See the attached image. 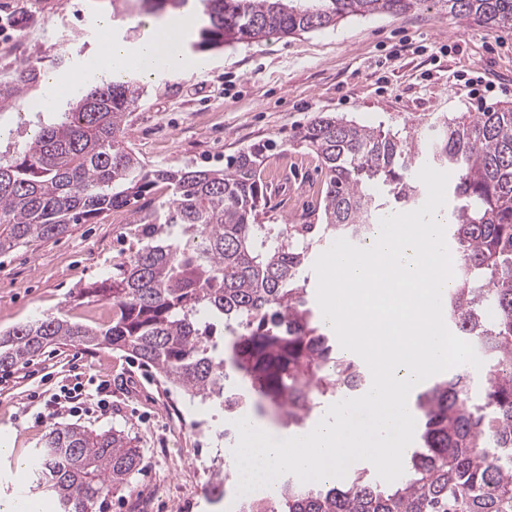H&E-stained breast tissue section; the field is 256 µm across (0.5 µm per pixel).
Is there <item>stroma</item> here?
I'll return each instance as SVG.
<instances>
[{
    "label": "stroma",
    "mask_w": 512,
    "mask_h": 512,
    "mask_svg": "<svg viewBox=\"0 0 512 512\" xmlns=\"http://www.w3.org/2000/svg\"><path fill=\"white\" fill-rule=\"evenodd\" d=\"M16 20L0 36V80L21 78L27 67L68 75L99 54V17L129 48L162 23L139 0H0V16ZM190 74L165 71L142 79L131 115L128 144L149 168H223L240 150L273 142L263 162V224H313L323 173L317 157L294 136L316 116L340 113L393 131H427L443 117L512 107V27L494 32L449 15L446 7L415 8L399 16L354 15L336 27L288 37L270 36L219 50L194 51ZM59 113L0 108V146L14 148L37 124ZM133 207L102 213L63 235L0 255V333L46 316L72 317L92 326L112 319L104 301L77 299L79 289L112 275L134 247L127 234ZM82 394L78 415L56 413L62 389ZM229 417L212 403L189 398L154 369L111 347L59 345L0 371V501L18 492L58 512L16 457H32L46 435L63 424L124 431L141 448L144 466L130 484L95 512H135L155 480L167 497L150 512H225L236 502L227 480L224 503H210L206 488L215 467L230 458L222 433Z\"/></svg>",
    "instance_id": "35a3bbf8"
}]
</instances>
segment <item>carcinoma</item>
<instances>
[{
  "mask_svg": "<svg viewBox=\"0 0 512 512\" xmlns=\"http://www.w3.org/2000/svg\"><path fill=\"white\" fill-rule=\"evenodd\" d=\"M148 13H199L196 51L333 28L350 15L398 16L427 0H140ZM448 13L492 31L512 26V0H437ZM38 72L0 82V105L18 104ZM142 97L122 75L77 97L55 126H41L13 154L0 153V253L66 233L123 207L159 183L167 202L129 229L137 248L112 277L82 288L112 305V321L90 326L48 317L0 338V369L56 344H106L153 367L191 399L228 413L271 408L303 428L330 397L369 384L360 361L336 346L307 291L314 250L351 239L421 206L411 176L426 163L456 175L448 185V237L461 253L448 289L452 330L485 358L477 386L462 367L416 395L419 447L386 485L363 469L342 482L304 484L283 477L275 495L246 498L240 512H512V108L463 112L435 135L385 131L339 115H319L298 134L325 170L316 224H261L262 144L224 169H150L128 146L129 117ZM178 226L180 234L167 229ZM229 333L214 341L217 325ZM142 452L124 432L77 424L48 433L32 459L38 485L60 512H93L142 469Z\"/></svg>",
  "mask_w": 512,
  "mask_h": 512,
  "instance_id": "cac0c4a2",
  "label": "carcinoma"
}]
</instances>
